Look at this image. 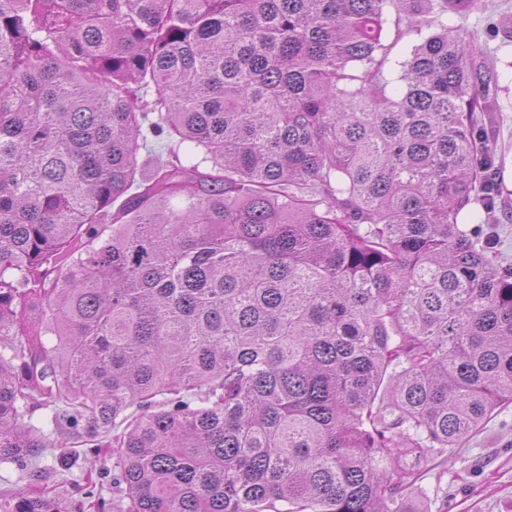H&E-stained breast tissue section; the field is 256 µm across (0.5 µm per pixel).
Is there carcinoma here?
<instances>
[{
	"mask_svg": "<svg viewBox=\"0 0 512 512\" xmlns=\"http://www.w3.org/2000/svg\"><path fill=\"white\" fill-rule=\"evenodd\" d=\"M449 2L0 0V512L96 438L119 512H428L512 403V264L458 223H499L501 74ZM417 40L418 37L415 35L404 36L393 46L389 59L383 68L384 76L392 82L389 84L388 90H393L395 93L400 91L401 85L394 82L399 69L396 65V61L404 60L408 56L412 45Z\"/></svg>",
	"mask_w": 512,
	"mask_h": 512,
	"instance_id": "1",
	"label": "carcinoma"
}]
</instances>
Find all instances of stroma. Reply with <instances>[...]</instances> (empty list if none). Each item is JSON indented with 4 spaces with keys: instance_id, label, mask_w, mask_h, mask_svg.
Listing matches in <instances>:
<instances>
[{
    "instance_id": "1",
    "label": "stroma",
    "mask_w": 512,
    "mask_h": 512,
    "mask_svg": "<svg viewBox=\"0 0 512 512\" xmlns=\"http://www.w3.org/2000/svg\"><path fill=\"white\" fill-rule=\"evenodd\" d=\"M482 10L448 14V23L476 38V43L502 75L498 110L490 118L496 130L493 147L500 158L497 178L501 185L494 225L495 251L501 261L512 263V42L486 34L489 15L512 13V0H485ZM111 446L71 472L58 471L54 454H46L40 468L48 482L57 484L60 502L69 512H80L76 482L87 473L112 469ZM414 495L425 500L430 512H512V404L501 406L468 438L437 457L421 473Z\"/></svg>"
}]
</instances>
